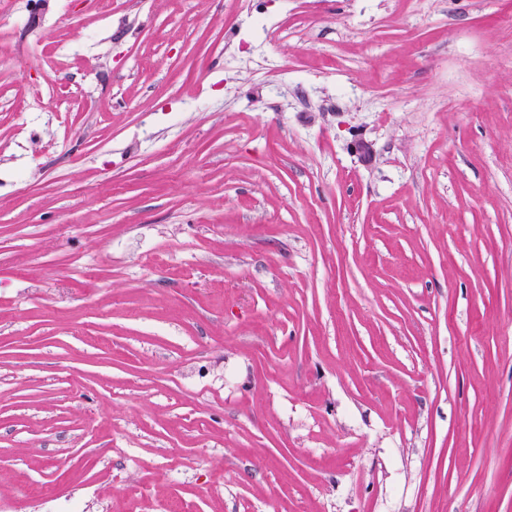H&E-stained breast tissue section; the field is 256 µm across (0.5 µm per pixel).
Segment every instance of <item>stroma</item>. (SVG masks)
I'll return each mask as SVG.
<instances>
[{"instance_id": "stroma-1", "label": "stroma", "mask_w": 512, "mask_h": 512, "mask_svg": "<svg viewBox=\"0 0 512 512\" xmlns=\"http://www.w3.org/2000/svg\"><path fill=\"white\" fill-rule=\"evenodd\" d=\"M0 512H512V0H21Z\"/></svg>"}]
</instances>
